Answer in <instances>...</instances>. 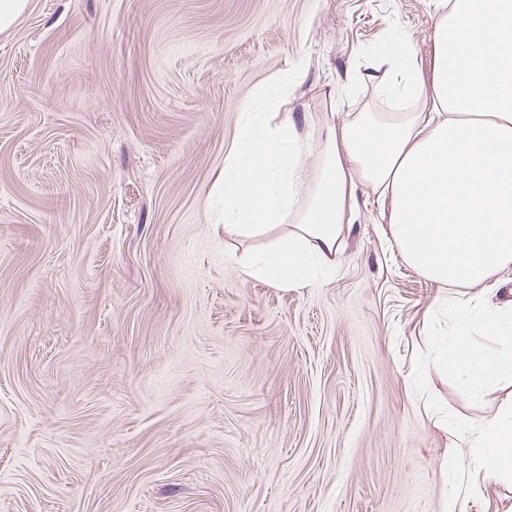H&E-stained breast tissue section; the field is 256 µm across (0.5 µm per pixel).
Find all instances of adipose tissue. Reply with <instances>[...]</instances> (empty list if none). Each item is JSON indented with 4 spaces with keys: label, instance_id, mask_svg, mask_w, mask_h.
<instances>
[{
    "label": "adipose tissue",
    "instance_id": "1",
    "mask_svg": "<svg viewBox=\"0 0 512 512\" xmlns=\"http://www.w3.org/2000/svg\"><path fill=\"white\" fill-rule=\"evenodd\" d=\"M430 39L429 73L399 34L378 80L393 112L344 119L329 113L313 187L301 176L302 142L289 120L245 113L224 164V232L258 237L277 224L287 237L253 253L247 273L304 288L340 252L356 221L359 186L377 194L388 237L405 261L439 285L480 287L479 312L462 318L444 359L477 395L512 385V298L491 288L512 270V0H447ZM480 325L499 343L479 348ZM459 471L512 485V396L465 425Z\"/></svg>",
    "mask_w": 512,
    "mask_h": 512
}]
</instances>
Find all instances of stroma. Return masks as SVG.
<instances>
[{
	"instance_id": "35a3bbf8",
	"label": "stroma",
	"mask_w": 512,
	"mask_h": 512,
	"mask_svg": "<svg viewBox=\"0 0 512 512\" xmlns=\"http://www.w3.org/2000/svg\"><path fill=\"white\" fill-rule=\"evenodd\" d=\"M437 3L30 0L0 33V512H443L501 399L437 364L477 288L410 267L365 186L308 288L243 267L287 226L211 217L243 113L293 120L313 183L329 109H384L378 48L429 67Z\"/></svg>"
}]
</instances>
